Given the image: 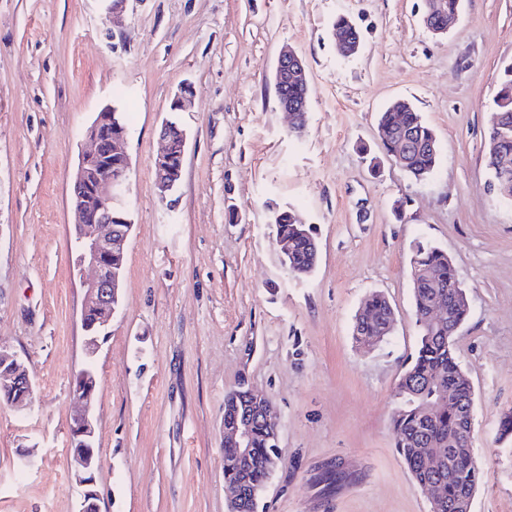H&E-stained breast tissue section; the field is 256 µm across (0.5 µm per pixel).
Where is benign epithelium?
<instances>
[{"mask_svg":"<svg viewBox=\"0 0 512 512\" xmlns=\"http://www.w3.org/2000/svg\"><path fill=\"white\" fill-rule=\"evenodd\" d=\"M437 11L435 0H424V26L432 34L443 36L457 18L448 20L446 24L436 21ZM273 81L277 89L290 81L308 83L304 61L291 51L280 54ZM126 134V128L115 120L112 110L104 109L98 113L87 129L86 136L91 146L79 158L70 195L77 262L94 271L93 278L83 282V309L94 307L100 313L97 330L82 325L84 348L90 358L98 352L101 333L110 325L119 304L120 266L112 264V259L124 256V244L131 225L123 217L126 213V183L121 176L112 175V155L120 154L127 158L120 148ZM154 172L156 193L164 201L173 195L176 188V174L164 149L155 157ZM0 375L3 376V390L19 394L20 399L15 401V405H24L32 392L28 369L3 345H0ZM95 389L93 368L88 366L80 370L73 382L74 411L69 423L71 475L77 484L84 487L79 512H99L98 495L93 489L99 466L93 416ZM252 423L253 416L248 412H237L224 420V447L235 449L240 460L249 458Z\"/></svg>","mask_w":512,"mask_h":512,"instance_id":"benign-epithelium-1","label":"benign epithelium"}]
</instances>
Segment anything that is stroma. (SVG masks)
<instances>
[{
	"label": "stroma",
	"mask_w": 512,
	"mask_h": 512,
	"mask_svg": "<svg viewBox=\"0 0 512 512\" xmlns=\"http://www.w3.org/2000/svg\"><path fill=\"white\" fill-rule=\"evenodd\" d=\"M422 0H0V344L26 363L25 409L0 403V512H78L72 382L84 366L71 178L98 112L128 114L133 224L121 302L96 358L101 512H227L224 397L247 381L274 405L279 464L259 512H429L394 448V391L417 343L410 259L452 258L469 315L456 356L474 389L471 512H512V203L488 188L487 130L512 64V0H462L442 38ZM350 17L359 52L329 27ZM305 60L306 127L277 101L280 51ZM192 90L180 112L170 104ZM404 99L438 160L417 181L386 157L376 118ZM187 134L174 206L154 188L160 128ZM293 210L317 263L283 265L270 222ZM374 291L395 312L358 347ZM341 473L328 483L329 473Z\"/></svg>",
	"instance_id": "stroma-1"
}]
</instances>
